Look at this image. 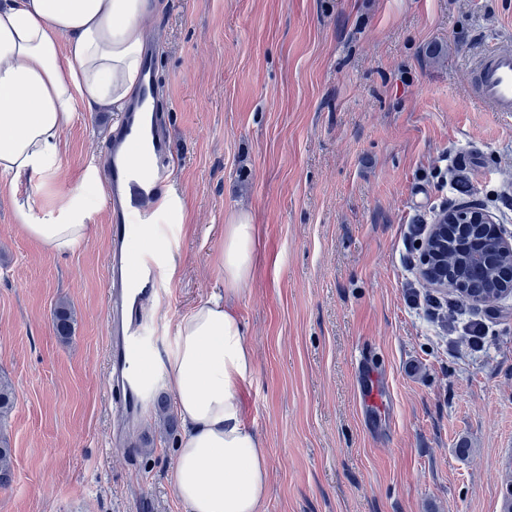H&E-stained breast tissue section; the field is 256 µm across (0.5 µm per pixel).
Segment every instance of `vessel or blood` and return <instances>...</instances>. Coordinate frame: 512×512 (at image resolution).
Masks as SVG:
<instances>
[{
	"mask_svg": "<svg viewBox=\"0 0 512 512\" xmlns=\"http://www.w3.org/2000/svg\"><path fill=\"white\" fill-rule=\"evenodd\" d=\"M472 97L493 112L512 113V45L485 41L469 67ZM160 84L155 52L147 50L141 88L136 101L120 122L109 146L110 153H123L124 162L112 163L108 179L112 190L113 219L110 228V265L107 277L108 326L110 332V386L118 396L125 418H132L142 404L141 388L131 383L126 370L132 349L139 343L144 307L158 292L156 267L144 257L129 254L124 246L125 214L139 209L149 215L174 164L170 139L158 107ZM148 142L153 156L150 178L137 177L128 158L141 142Z\"/></svg>",
	"mask_w": 512,
	"mask_h": 512,
	"instance_id": "obj_1",
	"label": "vessel or blood"
}]
</instances>
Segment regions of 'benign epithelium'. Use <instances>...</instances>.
<instances>
[{
	"mask_svg": "<svg viewBox=\"0 0 512 512\" xmlns=\"http://www.w3.org/2000/svg\"><path fill=\"white\" fill-rule=\"evenodd\" d=\"M450 224L460 225V232L476 239L478 247L463 256L448 251L447 226ZM424 249L427 252L424 274L427 284L440 288L450 287L464 301L474 305L489 304L512 293V281L502 276L496 279L495 288L482 291L468 288L460 280L465 267L483 268L490 272L498 269L503 272L512 266V234H506L485 211L461 206L442 214L433 225Z\"/></svg>",
	"mask_w": 512,
	"mask_h": 512,
	"instance_id": "obj_1",
	"label": "benign epithelium"
}]
</instances>
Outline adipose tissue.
<instances>
[{
  "label": "adipose tissue",
  "instance_id": "1",
  "mask_svg": "<svg viewBox=\"0 0 512 512\" xmlns=\"http://www.w3.org/2000/svg\"><path fill=\"white\" fill-rule=\"evenodd\" d=\"M162 0H0V196L20 227L66 254L86 241L95 211L83 191L45 202L21 196L26 180L51 181L61 133L79 107L126 112L137 97L146 22ZM255 227L225 225L223 292L177 325L166 381L184 423L173 482L186 512H262L269 464L244 421L242 388L253 349L234 305L252 279Z\"/></svg>",
  "mask_w": 512,
  "mask_h": 512
}]
</instances>
